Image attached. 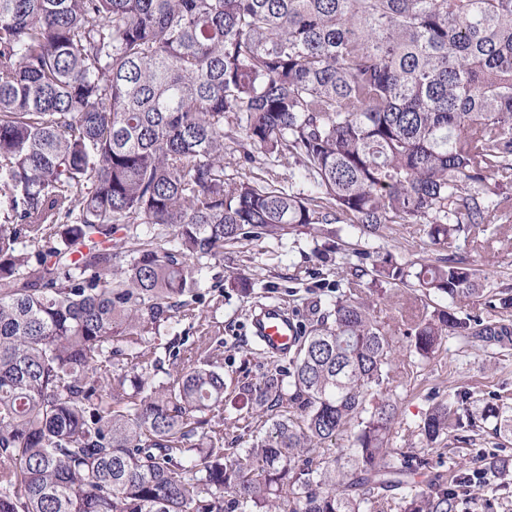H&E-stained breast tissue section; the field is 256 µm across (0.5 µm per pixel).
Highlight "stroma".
Masks as SVG:
<instances>
[{"label":"stroma","mask_w":512,"mask_h":512,"mask_svg":"<svg viewBox=\"0 0 512 512\" xmlns=\"http://www.w3.org/2000/svg\"><path fill=\"white\" fill-rule=\"evenodd\" d=\"M335 230L337 250L331 259L336 264L343 262L348 250L358 247L391 255L400 263L414 260L428 250L420 224H391L382 236L371 238L362 236L349 224H336ZM324 243V238L296 232L280 240L266 238L225 247L224 261L216 266V273L223 277L242 274L255 284L253 295L227 288L205 305L207 314L223 328L225 377H235L246 370L256 380L265 370V360L251 353L248 313L254 302L268 296L294 308L306 319L315 301L335 294L336 275L318 278L311 274L321 265L319 255ZM452 250L487 269L491 287H512V223L500 225L497 236L491 239L463 233ZM398 374L394 445L417 449L421 442L414 427L428 408L429 394L436 392L445 397L467 391L480 399L494 394L512 398V345L493 359L481 342L464 344L448 337L426 361L401 351ZM500 453L511 456L512 444L500 448L497 438L487 431L474 435L467 443L449 440L445 450L449 487L459 488L463 474L475 477L483 469L485 458ZM459 490L456 512H512V486L492 488L475 477L471 487Z\"/></svg>","instance_id":"obj_1"}]
</instances>
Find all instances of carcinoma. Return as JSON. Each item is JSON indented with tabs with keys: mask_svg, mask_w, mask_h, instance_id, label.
<instances>
[{
	"mask_svg": "<svg viewBox=\"0 0 512 512\" xmlns=\"http://www.w3.org/2000/svg\"><path fill=\"white\" fill-rule=\"evenodd\" d=\"M511 215L512 0H0V512H455L444 453L393 447L394 336L498 346L511 292L354 249L257 383L203 305L252 288L211 274L227 244L424 224L445 250ZM361 272L421 291L397 332ZM428 400L423 447L512 443L507 401Z\"/></svg>",
	"mask_w": 512,
	"mask_h": 512,
	"instance_id": "obj_1",
	"label": "carcinoma"
}]
</instances>
